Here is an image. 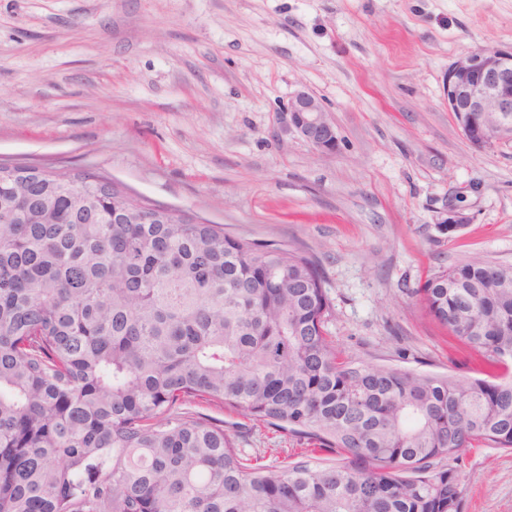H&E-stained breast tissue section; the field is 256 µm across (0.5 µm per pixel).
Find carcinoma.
Listing matches in <instances>:
<instances>
[{
  "mask_svg": "<svg viewBox=\"0 0 512 512\" xmlns=\"http://www.w3.org/2000/svg\"><path fill=\"white\" fill-rule=\"evenodd\" d=\"M0 168V512H460L448 459L512 450V264L434 273L418 302L489 372L365 364L328 331L305 252L164 211L110 179ZM201 399L338 449L270 465Z\"/></svg>",
  "mask_w": 512,
  "mask_h": 512,
  "instance_id": "carcinoma-1",
  "label": "carcinoma"
}]
</instances>
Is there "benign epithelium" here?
<instances>
[{
	"label": "benign epithelium",
	"mask_w": 512,
	"mask_h": 512,
	"mask_svg": "<svg viewBox=\"0 0 512 512\" xmlns=\"http://www.w3.org/2000/svg\"><path fill=\"white\" fill-rule=\"evenodd\" d=\"M448 111L461 121L471 114L464 131L467 140L481 149L495 141L497 130L512 125V49L479 48L455 61L446 79ZM288 127L314 150L336 149V127L318 97L297 91L288 104Z\"/></svg>",
	"instance_id": "1"
}]
</instances>
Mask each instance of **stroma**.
Returning <instances> with one entry per match:
<instances>
[{
    "label": "stroma",
    "instance_id": "obj_1",
    "mask_svg": "<svg viewBox=\"0 0 512 512\" xmlns=\"http://www.w3.org/2000/svg\"><path fill=\"white\" fill-rule=\"evenodd\" d=\"M512 46V0H0V159L94 171L257 247L306 250L328 330L366 364L478 376L417 305L433 272L512 264V140L478 149L449 112V66ZM315 94L338 145L288 130ZM468 215L441 224L449 205ZM193 412L265 463L338 452L232 409ZM461 512H512V450L450 459Z\"/></svg>",
    "mask_w": 512,
    "mask_h": 512
}]
</instances>
